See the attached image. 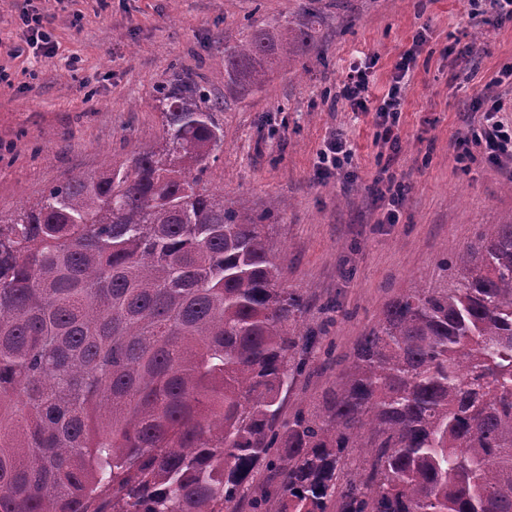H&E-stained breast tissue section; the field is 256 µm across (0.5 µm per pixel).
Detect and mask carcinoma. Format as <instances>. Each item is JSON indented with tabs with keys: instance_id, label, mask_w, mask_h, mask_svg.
I'll return each instance as SVG.
<instances>
[{
	"instance_id": "carcinoma-1",
	"label": "carcinoma",
	"mask_w": 512,
	"mask_h": 512,
	"mask_svg": "<svg viewBox=\"0 0 512 512\" xmlns=\"http://www.w3.org/2000/svg\"><path fill=\"white\" fill-rule=\"evenodd\" d=\"M311 39L251 29L224 93ZM154 101L158 144L0 216V512H512V216L448 287L393 299L322 408L281 425L318 332L265 225L203 181L223 103L179 78Z\"/></svg>"
}]
</instances>
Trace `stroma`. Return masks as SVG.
I'll list each match as a JSON object with an SVG mask.
<instances>
[{
	"label": "stroma",
	"instance_id": "stroma-1",
	"mask_svg": "<svg viewBox=\"0 0 512 512\" xmlns=\"http://www.w3.org/2000/svg\"><path fill=\"white\" fill-rule=\"evenodd\" d=\"M26 12L45 16L52 57L28 44ZM313 15L316 41L295 70L225 95V49L252 27ZM464 32L481 50L472 63L452 51ZM412 48L395 156L376 112L327 97L360 52L374 61L372 95L382 96ZM510 65L512 23L477 24L467 0H0V68L10 76L0 84V214L157 144L153 96L174 77L224 96V144L205 181L264 225L285 288L303 298V325L323 331L284 399L288 418L344 379L360 338L401 289L446 287L444 260L512 214V170L480 153L456 162L477 119L474 94ZM335 135L353 160L324 175L318 154ZM387 172L407 182L392 224L374 195Z\"/></svg>",
	"mask_w": 512,
	"mask_h": 512
}]
</instances>
